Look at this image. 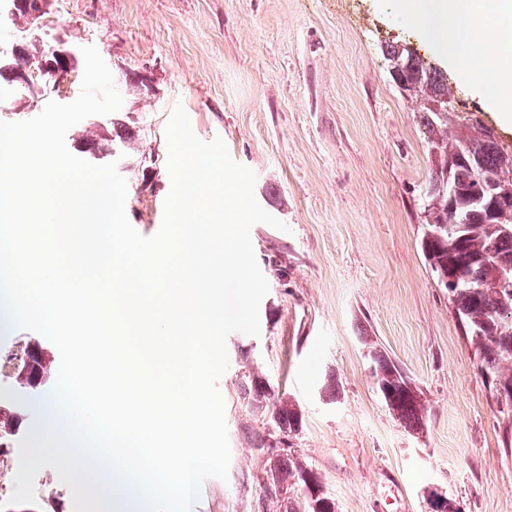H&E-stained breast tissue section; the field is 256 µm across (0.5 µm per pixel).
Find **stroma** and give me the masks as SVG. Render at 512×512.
<instances>
[{"instance_id": "obj_1", "label": "stroma", "mask_w": 512, "mask_h": 512, "mask_svg": "<svg viewBox=\"0 0 512 512\" xmlns=\"http://www.w3.org/2000/svg\"><path fill=\"white\" fill-rule=\"evenodd\" d=\"M96 46L117 79L123 111L139 123L121 170L126 214L155 234L170 190L165 128L182 104L201 140L222 138L256 175L260 206L287 231L255 224L250 237L269 283L259 336L227 338L218 381L231 449L227 480L203 481L193 512H304L309 493L267 494L257 444L273 434L241 380L256 371L274 398L302 416L291 437L337 512H428L425 487L464 512H512V436L506 435L478 357L421 251L422 194L431 176L418 105L393 82L383 50L409 43L448 78L459 106L504 123L469 73L381 0H53L32 32ZM82 70L49 97L0 94V121L34 118L47 101L72 102ZM409 376L426 402L419 432L389 413L370 374L367 340ZM47 378L22 382L29 353ZM60 365L41 334L0 339V462L35 427ZM37 502L6 512H72L53 469L35 480Z\"/></svg>"}]
</instances>
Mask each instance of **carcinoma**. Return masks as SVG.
Returning <instances> with one entry per match:
<instances>
[{
    "mask_svg": "<svg viewBox=\"0 0 512 512\" xmlns=\"http://www.w3.org/2000/svg\"><path fill=\"white\" fill-rule=\"evenodd\" d=\"M384 56L389 61L403 59L405 91L414 92L413 98L420 104V123L432 157L428 185H434L449 170L457 186L452 196L436 188L426 198L422 223L427 230L440 227L442 231L430 242H421L422 252L432 268L450 261L461 263V276L468 287L450 298L452 311L468 330L493 387L512 385V295L486 288L506 269H512V212L492 216L490 200L479 202L470 192L471 180L481 173L492 179L495 193L512 196V153L499 147L494 129L460 121L448 84L437 69L418 56H410L399 44L388 45ZM8 58L18 67L36 68L40 61L49 60L48 45L35 41L19 44ZM136 137L135 127L112 116L103 126L79 137L78 148L89 159L97 160L104 147L125 152ZM462 141L475 147L474 158L450 169L448 155ZM373 359L377 387L393 419L412 432L422 429L426 407L418 391L384 355L375 353ZM262 381L258 374L248 375L244 398L256 409H267L280 431H297L301 413L296 405L282 400L270 402V392ZM310 473L312 469L290 453L277 459L263 481L292 486L304 483V476Z\"/></svg>",
    "mask_w": 512,
    "mask_h": 512,
    "instance_id": "carcinoma-1",
    "label": "carcinoma"
}]
</instances>
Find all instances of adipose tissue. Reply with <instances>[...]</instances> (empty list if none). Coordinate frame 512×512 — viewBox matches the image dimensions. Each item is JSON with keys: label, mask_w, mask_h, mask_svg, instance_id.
Wrapping results in <instances>:
<instances>
[{"label": "adipose tissue", "mask_w": 512, "mask_h": 512, "mask_svg": "<svg viewBox=\"0 0 512 512\" xmlns=\"http://www.w3.org/2000/svg\"><path fill=\"white\" fill-rule=\"evenodd\" d=\"M388 9L470 71L475 87L512 120V0H389Z\"/></svg>", "instance_id": "adipose-tissue-1"}]
</instances>
